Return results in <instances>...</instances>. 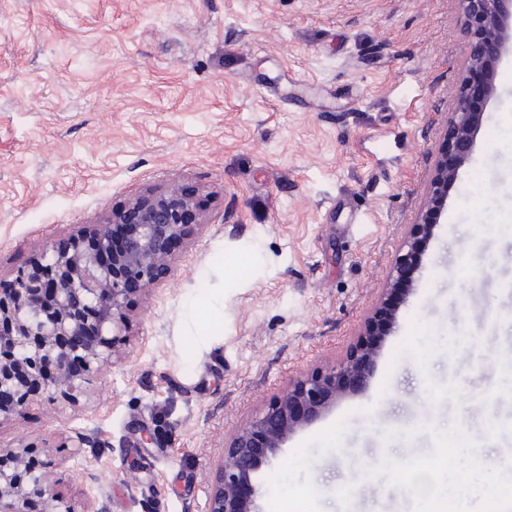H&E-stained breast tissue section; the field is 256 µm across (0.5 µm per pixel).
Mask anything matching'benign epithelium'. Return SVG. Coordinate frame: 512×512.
Returning <instances> with one entry per match:
<instances>
[{
	"mask_svg": "<svg viewBox=\"0 0 512 512\" xmlns=\"http://www.w3.org/2000/svg\"><path fill=\"white\" fill-rule=\"evenodd\" d=\"M461 3L467 67L452 91L447 138L421 220L411 225L379 305L341 361L289 382L259 417L232 436L215 476L209 512H261V467L328 411L350 383L363 384L372 374L380 338L391 334L413 290L422 243L432 235L482 124L483 113L471 106L473 78L483 76L481 96L490 100L501 51L512 44V0ZM205 223L199 203L180 189L145 192L112 211L94 231L65 246L50 244L10 287L1 288L0 393L10 394L12 403L0 405V418L21 415L51 387L78 403L88 376L112 357L114 330L124 320L128 297L151 291L168 275L174 245ZM119 224L130 225V231L117 247L112 230ZM26 461V449L0 448V512H29L33 500L42 502L43 512H76L50 480L61 462L47 460L27 472Z\"/></svg>",
	"mask_w": 512,
	"mask_h": 512,
	"instance_id": "obj_1",
	"label": "benign epithelium"
}]
</instances>
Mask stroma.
I'll list each match as a JSON object with an SVG mask.
<instances>
[{
  "label": "stroma",
  "mask_w": 512,
  "mask_h": 512,
  "mask_svg": "<svg viewBox=\"0 0 512 512\" xmlns=\"http://www.w3.org/2000/svg\"><path fill=\"white\" fill-rule=\"evenodd\" d=\"M466 52L460 0H0V283L149 187L209 219L79 404L48 390L0 446L61 460L78 508L208 512L231 436L377 307ZM495 82L371 379L262 466V512H481L512 487L511 49Z\"/></svg>",
  "instance_id": "obj_1"
}]
</instances>
